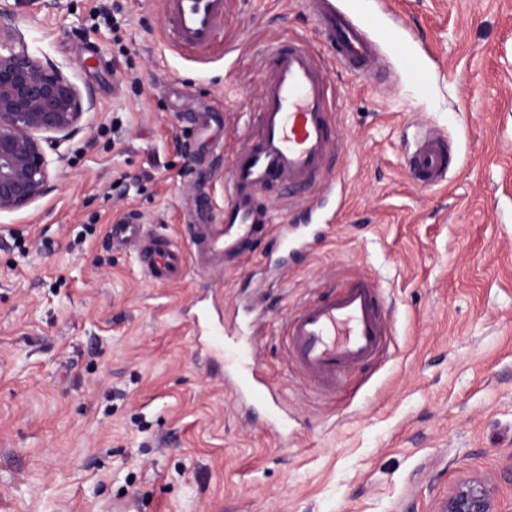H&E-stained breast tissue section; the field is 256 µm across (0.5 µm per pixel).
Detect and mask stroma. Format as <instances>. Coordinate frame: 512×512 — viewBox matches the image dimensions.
<instances>
[{"label":"stroma","mask_w":512,"mask_h":512,"mask_svg":"<svg viewBox=\"0 0 512 512\" xmlns=\"http://www.w3.org/2000/svg\"><path fill=\"white\" fill-rule=\"evenodd\" d=\"M1 9L95 107L48 192L0 212V512H440L471 478L512 512V0H366L380 73H328L335 223L285 271L274 231L167 283L113 249L110 225L138 215L191 253L188 225L224 208L262 50L321 47L315 16L302 0H225L198 59L169 44L163 0ZM426 127L448 137L438 186L406 167ZM358 273L386 294L392 342L322 396L278 326ZM250 300L284 431L194 341L200 307L230 320Z\"/></svg>","instance_id":"obj_1"}]
</instances>
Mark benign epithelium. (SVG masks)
<instances>
[{
    "label": "benign epithelium",
    "instance_id": "1",
    "mask_svg": "<svg viewBox=\"0 0 512 512\" xmlns=\"http://www.w3.org/2000/svg\"><path fill=\"white\" fill-rule=\"evenodd\" d=\"M92 109L93 99L83 96L53 60L32 55L0 12V212L21 209L46 194L47 150L72 140ZM40 133L54 137L43 139ZM443 512H494L492 490L481 481L463 483Z\"/></svg>",
    "mask_w": 512,
    "mask_h": 512
}]
</instances>
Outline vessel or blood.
Segmentation results:
<instances>
[{
    "label": "vessel or blood",
    "instance_id": "b4317fda",
    "mask_svg": "<svg viewBox=\"0 0 512 512\" xmlns=\"http://www.w3.org/2000/svg\"><path fill=\"white\" fill-rule=\"evenodd\" d=\"M225 0H164L168 41L179 51H211L224 23ZM325 35L326 54L313 51L302 37L270 45L259 59L262 86L258 107L245 127V146L230 161L224 181V209L190 227L194 256L203 268L228 265L246 255L273 217L262 197L273 186L307 191L298 211L315 213L336 192L330 178L339 136L334 119L335 92L327 76V58L362 75L379 64L378 47L332 0H305ZM408 165L422 184L434 186L448 174V144L439 134L422 132ZM113 247L134 252L148 276L176 278L181 252L162 237L146 232L130 215L110 227ZM316 237L295 225L283 230L281 244L291 251L309 249ZM380 285L368 277L328 290L303 302L284 322L287 352L316 388L335 392L351 368L376 362L390 345ZM228 382L240 398L266 400L252 353L238 358Z\"/></svg>",
    "mask_w": 512,
    "mask_h": 512
}]
</instances>
